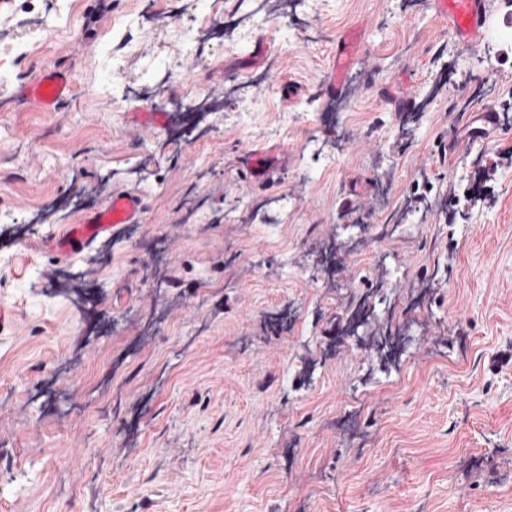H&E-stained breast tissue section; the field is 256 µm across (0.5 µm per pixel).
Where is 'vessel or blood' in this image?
I'll list each match as a JSON object with an SVG mask.
<instances>
[{"instance_id": "1", "label": "vessel or blood", "mask_w": 512, "mask_h": 512, "mask_svg": "<svg viewBox=\"0 0 512 512\" xmlns=\"http://www.w3.org/2000/svg\"><path fill=\"white\" fill-rule=\"evenodd\" d=\"M441 11L448 16L455 33L468 43H476L482 37L490 0H438ZM354 43H347L337 51L330 90H337L351 65ZM75 81L73 77L56 68H42L37 80L22 85L19 94L42 108L58 107L70 97ZM144 202L138 195L120 191L114 193L105 209L87 216L82 223L72 225L67 236L52 243L54 252L68 254L89 244L103 233L121 224H135L140 220Z\"/></svg>"}]
</instances>
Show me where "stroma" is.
I'll return each instance as SVG.
<instances>
[{
    "mask_svg": "<svg viewBox=\"0 0 512 512\" xmlns=\"http://www.w3.org/2000/svg\"><path fill=\"white\" fill-rule=\"evenodd\" d=\"M253 8L73 0L16 63L0 6V512H512V0L475 46L436 0ZM117 191L141 223L44 248ZM357 39L348 42L345 47L336 52L333 62V72L329 82V90L335 93L341 86L343 75L351 65L352 56ZM74 85L70 74L61 69L44 67L38 79L22 85L18 93L41 108H55L68 100Z\"/></svg>",
    "mask_w": 512,
    "mask_h": 512,
    "instance_id": "obj_1",
    "label": "stroma"
}]
</instances>
